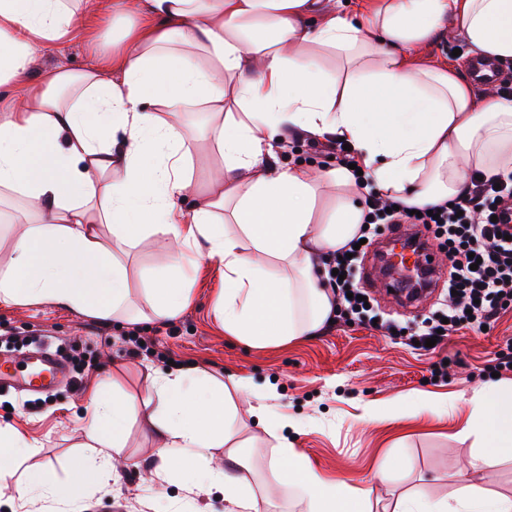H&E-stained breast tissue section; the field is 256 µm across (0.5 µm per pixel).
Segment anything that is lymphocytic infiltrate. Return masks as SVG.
I'll return each mask as SVG.
<instances>
[{
    "label": "lymphocytic infiltrate",
    "mask_w": 512,
    "mask_h": 512,
    "mask_svg": "<svg viewBox=\"0 0 512 512\" xmlns=\"http://www.w3.org/2000/svg\"><path fill=\"white\" fill-rule=\"evenodd\" d=\"M367 199L372 222L363 228L364 239H373L380 224L418 223L434 232L448 256L447 316L424 320L414 334L416 341L440 332L448 336L463 328L481 329L512 302V173L483 179L468 175L465 191L442 202L435 217L411 214L409 206H395L393 200L374 191ZM328 266L334 271L328 284L340 310L391 331V324L376 320L359 298L357 258L334 254Z\"/></svg>",
    "instance_id": "obj_1"
}]
</instances>
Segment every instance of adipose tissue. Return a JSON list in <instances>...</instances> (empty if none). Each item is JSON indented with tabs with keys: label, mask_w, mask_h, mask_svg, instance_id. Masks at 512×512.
<instances>
[{
	"label": "adipose tissue",
	"mask_w": 512,
	"mask_h": 512,
	"mask_svg": "<svg viewBox=\"0 0 512 512\" xmlns=\"http://www.w3.org/2000/svg\"><path fill=\"white\" fill-rule=\"evenodd\" d=\"M89 14L121 28L94 37V65L42 67L45 50L62 48ZM445 31L512 64V0H368L358 12L345 0H0V89L12 91L0 97V196L30 214L0 268V306L126 317L121 254L150 236L175 266L217 260L225 333L259 348L316 334L336 313L322 258L358 235L364 203L348 167L281 164L291 132L344 139L375 191L409 206L456 197L473 169L512 172V97L475 94L454 71L411 62ZM322 50L335 53V75L322 69ZM197 105L220 119L208 138L224 179L209 196L189 174L196 134L183 116ZM153 293L159 321L191 300L179 279ZM146 377L147 423L162 441L157 474L195 463L186 479L260 512L244 478L209 465L237 414L220 376L177 368ZM137 404L92 390L86 433L103 448L100 462L78 465L61 486L28 472L25 494L74 501L88 483H108L110 452L123 447ZM466 428L482 440L483 469L512 457V394L480 391ZM269 477L298 485L306 512H366L371 495L317 471L285 438ZM395 512H512V496L451 504L408 494Z\"/></svg>",
	"instance_id": "obj_1"
}]
</instances>
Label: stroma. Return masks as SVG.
I'll return each instance as SVG.
<instances>
[{
    "instance_id": "obj_1",
    "label": "stroma",
    "mask_w": 512,
    "mask_h": 512,
    "mask_svg": "<svg viewBox=\"0 0 512 512\" xmlns=\"http://www.w3.org/2000/svg\"><path fill=\"white\" fill-rule=\"evenodd\" d=\"M106 26V21L88 18L63 52L44 53L43 66L80 70L90 65L94 54L88 32ZM471 56L463 39H438L418 49L416 64L451 68L464 77ZM223 169L224 161L209 141H198L189 169L195 185L204 192L215 190ZM129 260L132 308L150 312L149 289L168 276L170 256L155 239L143 238ZM360 266L368 274L363 286L374 313L401 327L400 335H382L345 316L285 346H250L226 334L215 319L224 281L216 265L208 262L186 268L191 301L177 317L165 321L101 320L53 304L0 306V339L21 336L39 345L72 344L75 358L89 367L79 389L66 384L47 393L0 394V425L13 426L37 448L22 470L45 468L53 481L65 482L89 444V388L115 382L125 393L142 396L147 367L163 369L172 361L219 370L228 387L240 378L260 388L278 386L268 408L290 420L284 436L316 470L371 488V512H394L406 494L452 500L468 489L512 496V458L486 472L475 464L480 438L462 432L479 391L491 386L512 389V375L493 374L497 358L512 353V304L501 310L488 331L463 329L425 350L412 343L410 334L427 315L443 310L447 275H440L421 307L409 311L382 290L370 258H363ZM132 334L144 344L134 359L126 354L124 343ZM441 363L447 366L444 375L433 376ZM146 418V409H139L127 427L123 448L112 453L115 477L107 487L89 488L80 512H155L161 499L177 503L179 512H238L223 492L184 487L174 471L161 477L153 473L160 440ZM232 432L237 454L248 460L249 470L234 466L223 448L214 450L211 467L243 475L260 499L262 512H305L298 488L284 491L268 485L267 467L277 440L250 416L247 403H240ZM381 466L391 470L384 482L373 477ZM22 470L0 480V512H57L52 501L30 502L20 495Z\"/></svg>"
}]
</instances>
